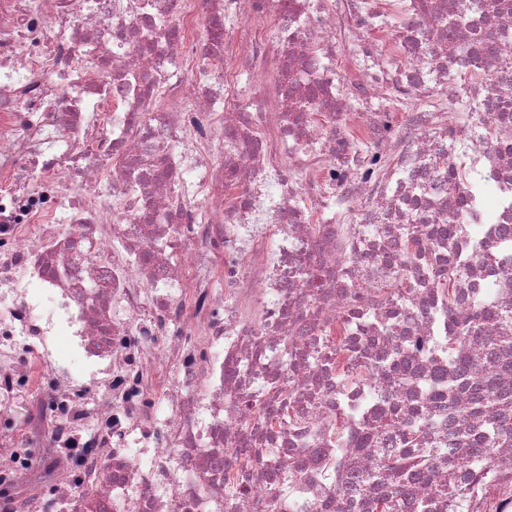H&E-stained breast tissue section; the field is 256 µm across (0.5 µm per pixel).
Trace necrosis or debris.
I'll return each mask as SVG.
<instances>
[{
    "mask_svg": "<svg viewBox=\"0 0 512 512\" xmlns=\"http://www.w3.org/2000/svg\"><path fill=\"white\" fill-rule=\"evenodd\" d=\"M459 6L0 0V512H366L408 444L392 512H512V0ZM423 462L420 448H402L398 455L384 458L381 468L396 482L415 481L422 478Z\"/></svg>",
    "mask_w": 512,
    "mask_h": 512,
    "instance_id": "obj_1",
    "label": "necrosis or debris"
}]
</instances>
